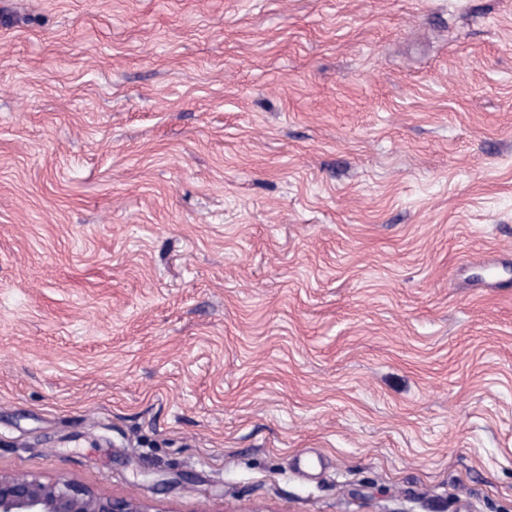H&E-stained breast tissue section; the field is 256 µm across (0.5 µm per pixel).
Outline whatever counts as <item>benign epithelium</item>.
Masks as SVG:
<instances>
[{"instance_id":"benign-epithelium-1","label":"benign epithelium","mask_w":512,"mask_h":512,"mask_svg":"<svg viewBox=\"0 0 512 512\" xmlns=\"http://www.w3.org/2000/svg\"><path fill=\"white\" fill-rule=\"evenodd\" d=\"M0 512H152L135 499L97 495L70 480L0 471Z\"/></svg>"}]
</instances>
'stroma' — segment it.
Returning <instances> with one entry per match:
<instances>
[{"label":"stroma","instance_id":"obj_1","mask_svg":"<svg viewBox=\"0 0 512 512\" xmlns=\"http://www.w3.org/2000/svg\"><path fill=\"white\" fill-rule=\"evenodd\" d=\"M0 470L512 512V0H0Z\"/></svg>","mask_w":512,"mask_h":512}]
</instances>
